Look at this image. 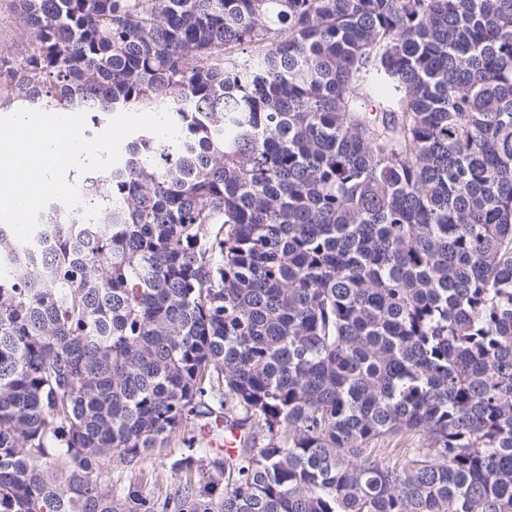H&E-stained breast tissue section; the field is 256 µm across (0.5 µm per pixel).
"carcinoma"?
Listing matches in <instances>:
<instances>
[{
    "label": "carcinoma",
    "instance_id": "1",
    "mask_svg": "<svg viewBox=\"0 0 512 512\" xmlns=\"http://www.w3.org/2000/svg\"><path fill=\"white\" fill-rule=\"evenodd\" d=\"M14 11L16 107L178 138L0 224V512H512V0ZM195 417L237 447L97 482Z\"/></svg>",
    "mask_w": 512,
    "mask_h": 512
}]
</instances>
